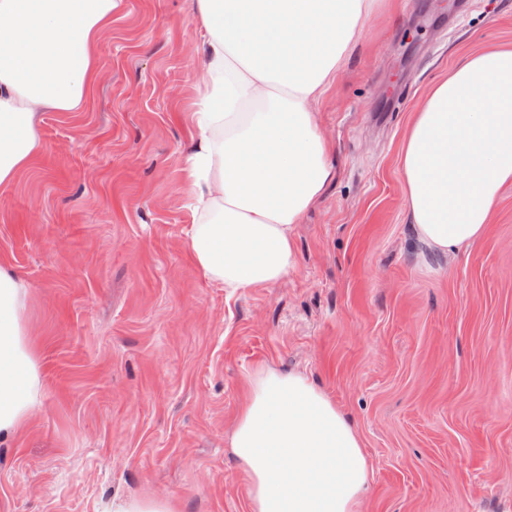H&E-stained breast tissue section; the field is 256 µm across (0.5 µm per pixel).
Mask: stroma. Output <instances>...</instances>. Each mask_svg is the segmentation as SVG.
Listing matches in <instances>:
<instances>
[{
	"label": "stroma",
	"mask_w": 512,
	"mask_h": 512,
	"mask_svg": "<svg viewBox=\"0 0 512 512\" xmlns=\"http://www.w3.org/2000/svg\"><path fill=\"white\" fill-rule=\"evenodd\" d=\"M197 41L191 0H124L84 111L45 113L40 161L0 195L41 375L0 444V512H249L227 434L265 366L307 374L359 432L361 512H512V186L479 242L435 258L398 162L431 84L512 48V0H383L317 107L336 178L294 271L232 297L185 245ZM114 512H177L168 500L131 498L115 505Z\"/></svg>",
	"instance_id": "1"
}]
</instances>
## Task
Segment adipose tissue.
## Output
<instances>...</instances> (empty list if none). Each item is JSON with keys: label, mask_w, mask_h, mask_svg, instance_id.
I'll return each instance as SVG.
<instances>
[{"label": "adipose tissue", "mask_w": 512, "mask_h": 512, "mask_svg": "<svg viewBox=\"0 0 512 512\" xmlns=\"http://www.w3.org/2000/svg\"><path fill=\"white\" fill-rule=\"evenodd\" d=\"M123 0H0V194L42 153L47 112H79L98 39ZM202 91L185 167L186 248L227 295L267 288L296 265L294 232L335 177L316 104L378 0H192ZM416 242L445 257L486 233L512 185V49L470 54L433 84L400 155ZM31 285L0 264V442L40 403L25 330ZM228 446L249 480L250 512H360L371 465L332 397L300 372L267 367Z\"/></svg>", "instance_id": "1"}]
</instances>
